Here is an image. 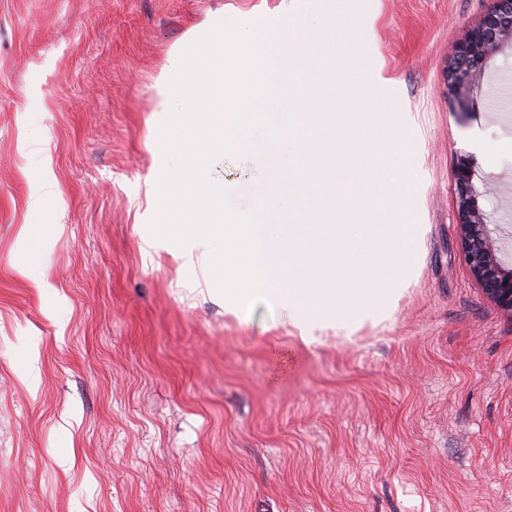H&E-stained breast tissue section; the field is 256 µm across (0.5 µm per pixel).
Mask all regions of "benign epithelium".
<instances>
[{
	"label": "benign epithelium",
	"instance_id": "1",
	"mask_svg": "<svg viewBox=\"0 0 512 512\" xmlns=\"http://www.w3.org/2000/svg\"><path fill=\"white\" fill-rule=\"evenodd\" d=\"M494 7L471 27L456 47L448 66L447 94L459 99L469 85L481 78L489 58L512 50V0H493ZM474 161L457 159L454 178L457 189L458 248L472 279L504 314L512 317V265L500 256V227L491 224L480 205L483 191L476 183Z\"/></svg>",
	"mask_w": 512,
	"mask_h": 512
}]
</instances>
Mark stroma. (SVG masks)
Returning a JSON list of instances; mask_svg holds the SVG:
<instances>
[{
	"mask_svg": "<svg viewBox=\"0 0 512 512\" xmlns=\"http://www.w3.org/2000/svg\"><path fill=\"white\" fill-rule=\"evenodd\" d=\"M491 5L294 0L299 28L357 55L337 83L402 126L410 204L378 223L424 227L396 308L307 345L142 242L156 84L209 22L262 27L282 0H0V512H512V318L460 258L454 179L471 155L512 261V52L445 93ZM207 173L237 214L270 193L241 151Z\"/></svg>",
	"mask_w": 512,
	"mask_h": 512,
	"instance_id": "obj_1",
	"label": "stroma"
}]
</instances>
